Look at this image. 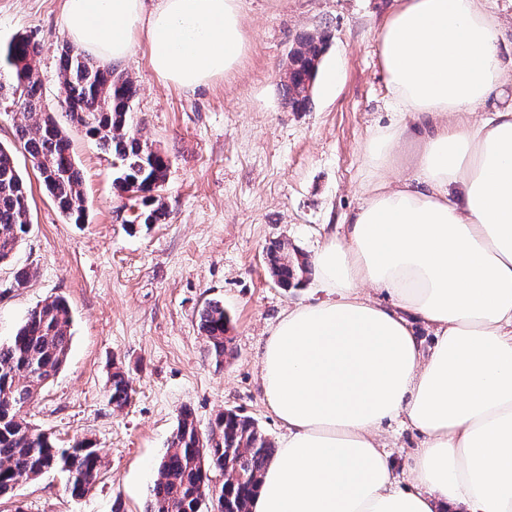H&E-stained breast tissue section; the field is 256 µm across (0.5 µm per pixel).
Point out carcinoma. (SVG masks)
<instances>
[{
	"mask_svg": "<svg viewBox=\"0 0 512 512\" xmlns=\"http://www.w3.org/2000/svg\"><path fill=\"white\" fill-rule=\"evenodd\" d=\"M325 37L306 34L297 38L288 55V81L283 97L291 110L306 108L316 80ZM42 46L25 34L0 47V105L27 114L15 127L14 138L29 155L40 180L58 210L76 224L84 221L86 198L82 176L70 142L49 112L41 111L43 84L38 64ZM58 80L68 120L82 127L100 148L112 155L115 184L135 198L137 210L127 220L130 229L163 224L169 216L160 195L169 172V160L132 132V102L137 85L129 74L102 67L66 44L61 46ZM30 202L23 177L11 151L0 145V263L12 260L28 233ZM275 283L297 288L310 273L309 262L289 253L275 241L266 250ZM229 319L224 305L208 303L199 313V329L217 364L227 350ZM72 317L62 298L37 306L6 343H0V495L21 480L47 471L66 474L72 496L85 495L96 482L102 458L92 442L77 440L60 448L50 436L20 416L37 389L54 378L66 362L71 346ZM131 385L117 369L110 378L108 401L124 409ZM274 443L254 419L226 410L206 436L198 429L190 409L180 412L171 442L151 486L145 512H212L213 500L222 499L223 512H252V501ZM223 476L221 482L211 474Z\"/></svg>",
	"mask_w": 512,
	"mask_h": 512,
	"instance_id": "1",
	"label": "carcinoma"
}]
</instances>
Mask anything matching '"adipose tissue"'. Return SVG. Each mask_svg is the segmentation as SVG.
<instances>
[{
  "mask_svg": "<svg viewBox=\"0 0 512 512\" xmlns=\"http://www.w3.org/2000/svg\"><path fill=\"white\" fill-rule=\"evenodd\" d=\"M243 20L242 0H64L62 15L104 64L145 40L158 81L187 91L239 64ZM500 28L482 0H394L386 15L394 119L368 138L367 198L315 254L322 299L264 343L288 434L252 512H512V104L476 114L512 85ZM391 422L422 437L405 481L379 435Z\"/></svg>",
  "mask_w": 512,
  "mask_h": 512,
  "instance_id": "ef3b65f1",
  "label": "adipose tissue"
}]
</instances>
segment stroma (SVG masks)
<instances>
[{"mask_svg": "<svg viewBox=\"0 0 512 512\" xmlns=\"http://www.w3.org/2000/svg\"><path fill=\"white\" fill-rule=\"evenodd\" d=\"M64 0H0V45L24 33L41 43L43 109L67 134L83 177L84 223L66 220L14 139L25 118L0 107V143L13 149L31 192L30 232L0 266V342L43 301L64 297L72 340L62 370L22 411L60 445L88 439L104 466L83 497L50 472L19 481L0 512H143L159 462L183 407L201 433L235 410L255 419L272 441L286 427L261 387L259 357L280 313L309 300L311 288H279L267 266L271 242L313 257L326 227L344 231L364 199V146L389 124L377 34L391 0H245L249 51L229 74L192 91L160 84L145 45L124 66L135 81L136 131L170 159L162 195L166 223L130 231L131 199L113 180L112 159L71 124L58 84V49L70 38ZM328 37L306 111L280 92L298 35ZM32 273L10 290L16 268ZM220 302L230 323L228 351L215 364L198 312ZM121 366L130 403L113 410L109 377Z\"/></svg>", "mask_w": 512, "mask_h": 512, "instance_id": "1", "label": "stroma"}]
</instances>
